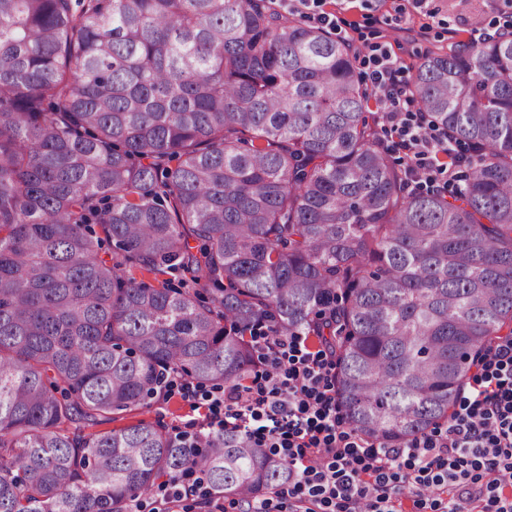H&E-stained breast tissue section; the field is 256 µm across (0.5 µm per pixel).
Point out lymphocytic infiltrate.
Listing matches in <instances>:
<instances>
[{
	"instance_id": "1",
	"label": "lymphocytic infiltrate",
	"mask_w": 512,
	"mask_h": 512,
	"mask_svg": "<svg viewBox=\"0 0 512 512\" xmlns=\"http://www.w3.org/2000/svg\"><path fill=\"white\" fill-rule=\"evenodd\" d=\"M368 102L382 131L408 161L415 186L454 172L460 158L445 131L414 109L411 66L391 47L364 41ZM263 369L239 383L204 389L181 381L198 416L196 435L236 429L270 449L294 474L293 512H512V335L475 356L473 373L448 418L402 445L372 440L347 424L336 392V362L308 337L257 329ZM163 503L189 512L213 507L194 472L158 486Z\"/></svg>"
}]
</instances>
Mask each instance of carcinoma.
<instances>
[{"mask_svg": "<svg viewBox=\"0 0 512 512\" xmlns=\"http://www.w3.org/2000/svg\"><path fill=\"white\" fill-rule=\"evenodd\" d=\"M412 90L470 150L448 195L406 192L351 48L267 0H0V512H130L189 468L217 500L287 486L230 430L63 432L165 372L250 376L258 326L330 345L369 437L448 418L512 334V36L425 55Z\"/></svg>", "mask_w": 512, "mask_h": 512, "instance_id": "1", "label": "carcinoma"}]
</instances>
